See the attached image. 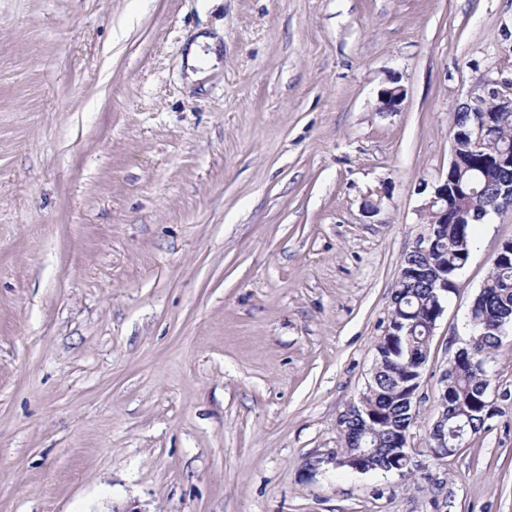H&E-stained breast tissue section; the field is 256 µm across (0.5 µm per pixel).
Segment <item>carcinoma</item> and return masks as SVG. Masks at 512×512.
<instances>
[{
	"label": "carcinoma",
	"mask_w": 512,
	"mask_h": 512,
	"mask_svg": "<svg viewBox=\"0 0 512 512\" xmlns=\"http://www.w3.org/2000/svg\"><path fill=\"white\" fill-rule=\"evenodd\" d=\"M487 103L479 104L473 112L454 113L450 127L473 126L488 118ZM496 126L493 138L484 142L475 152L464 153L462 165L455 171L461 184L473 182L491 190L508 182L512 183V170L501 168L492 162L505 146L512 145V112L493 113ZM479 220L469 219L463 224H443L438 242L428 256L406 258L396 281L393 298L398 304L397 314L402 322V335L391 339L385 349V357L371 390L365 400L375 421L379 423L373 442L386 452L373 460L366 472L411 475L417 471L412 462L400 457L399 446L393 440L397 430L408 427L411 405L405 387L418 377L416 367H404L407 352L424 359L428 351L429 337L425 323L431 308V288L435 279L448 278V294L456 290L454 281L470 258L473 226ZM486 290L479 292L470 305L468 326L476 329L471 343L464 350L454 369L448 371V412L462 408L469 413L468 433L479 432L486 421L483 391L489 381L483 378L489 355L499 346L501 327L512 323V258L494 260L485 283ZM359 452L357 443L349 433H343V446L336 451L341 466L355 468L352 457Z\"/></svg>",
	"instance_id": "obj_1"
}]
</instances>
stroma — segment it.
<instances>
[{
  "mask_svg": "<svg viewBox=\"0 0 512 512\" xmlns=\"http://www.w3.org/2000/svg\"><path fill=\"white\" fill-rule=\"evenodd\" d=\"M202 34L222 64L192 80ZM501 79L512 0H0V512H512L511 329L493 417L428 452L512 210L437 321L421 469L307 470L341 446L451 117ZM392 88H382L378 92V98L382 104L381 112H398L406 98L405 88L399 84V78H390Z\"/></svg>",
  "mask_w": 512,
  "mask_h": 512,
  "instance_id": "35a3bbf8",
  "label": "stroma"
}]
</instances>
